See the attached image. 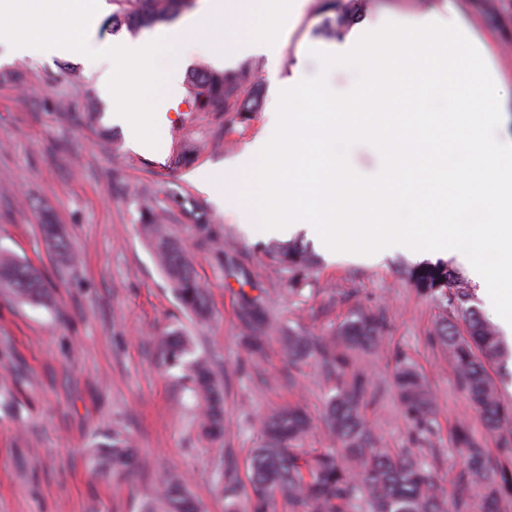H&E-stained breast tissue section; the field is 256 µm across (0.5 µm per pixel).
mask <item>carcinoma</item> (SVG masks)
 <instances>
[{
  "label": "carcinoma",
  "mask_w": 512,
  "mask_h": 512,
  "mask_svg": "<svg viewBox=\"0 0 512 512\" xmlns=\"http://www.w3.org/2000/svg\"><path fill=\"white\" fill-rule=\"evenodd\" d=\"M112 17L135 34L176 17L189 0H112ZM246 71L228 76L203 66L189 81V93L201 109L226 105L237 112H252L262 99L254 85L243 91ZM52 247L73 260L69 246L53 224L44 225ZM142 234L152 248L160 268L184 309L200 319L209 316L207 293L189 263L182 244L163 224L147 213ZM275 258L290 269L312 262L308 246L294 241L274 248ZM409 280L420 293L443 299L452 315L437 324L435 335L448 347L459 381L485 426L498 429L512 417L505 407L495 380L488 372L493 363L512 360V348L497 330L470 304L469 294L444 262L422 263L408 271ZM0 285L32 305H43L47 291L38 268L0 252ZM455 289L450 294L448 290ZM243 340L253 354L264 350L266 317L255 298L241 293ZM381 339L377 321L355 313L329 337L316 339L299 327H288L284 350L292 362L314 359L333 378L328 399L326 429L337 449L309 451L304 448L311 423L299 407L282 408L262 420L260 444L251 450L248 497L249 512H272L277 498L288 503L289 512H470L471 493L477 492L481 512H501L503 501L512 496V444L490 456L463 424L454 432V445L467 454L466 470L458 479L453 498L440 486L433 467L421 456L408 453L393 457L373 448L362 410L368 402V382L352 365L350 352L368 350ZM164 362L180 368L190 391L202 409L203 425L215 437L224 433L223 391L206 357L195 353L191 341L179 331L160 339ZM395 385L405 415L423 431L434 418L432 400L419 374L403 361L397 362ZM91 462L104 473L126 474L138 466L129 438L114 433L95 445ZM143 512H204L202 503L186 489L175 474L166 475Z\"/></svg>",
  "instance_id": "cac0c4a2"
}]
</instances>
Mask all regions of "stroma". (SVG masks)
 <instances>
[{
  "instance_id": "35a3bbf8",
  "label": "stroma",
  "mask_w": 512,
  "mask_h": 512,
  "mask_svg": "<svg viewBox=\"0 0 512 512\" xmlns=\"http://www.w3.org/2000/svg\"><path fill=\"white\" fill-rule=\"evenodd\" d=\"M455 2L491 52L490 73L512 94V0ZM340 3L330 11L327 0H306L290 16L275 74L253 53L230 65L210 54L177 55L181 92L176 107L158 112L152 149L135 146L113 118L88 59L35 60L0 47V251L36 266L50 296L33 306L0 287V512H141L170 471L184 477L206 512H224L227 490H249L257 421L270 409L300 405L313 424L307 448L333 447L323 423L331 384L317 365H289L281 337L295 324L331 335L355 311L383 327L380 347L357 355L369 382L364 421L378 448L436 449L435 472L451 494L465 469L451 443L456 424L466 423L486 448L512 442V422L486 429L435 336L448 309L409 282L420 256L332 252L312 239V265L284 271L270 252L277 237H250L237 213L194 178L198 169L233 164L266 135V114L289 78L317 74L312 50L335 51L381 17L439 9L445 0ZM203 65L231 75L250 68L263 90L258 110H199L186 86ZM90 110L101 122L87 120ZM147 207L185 245L208 291V322L184 310L142 237ZM46 219L60 225L78 263L63 262L47 245ZM201 224L213 240L202 238ZM244 293L266 311L260 358L241 342ZM174 329L191 336L223 382L221 438L201 430L187 380L163 361L159 339ZM401 358L425 378L435 405L432 425L420 434L407 425L394 386ZM115 431L131 438L142 461L126 476L103 475L90 463L95 442Z\"/></svg>"
}]
</instances>
